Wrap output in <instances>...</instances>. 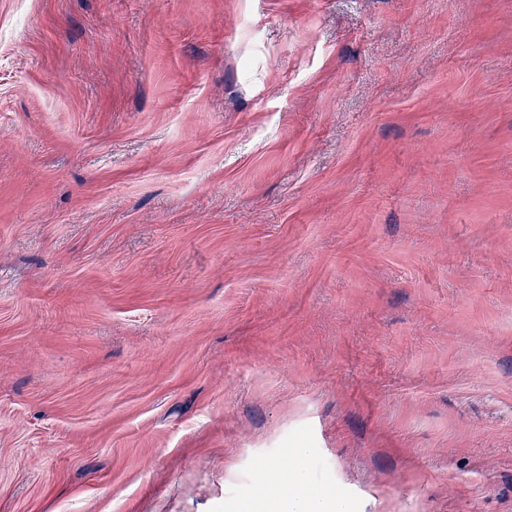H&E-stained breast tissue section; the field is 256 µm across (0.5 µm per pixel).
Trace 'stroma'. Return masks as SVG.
I'll return each instance as SVG.
<instances>
[{
    "label": "stroma",
    "mask_w": 512,
    "mask_h": 512,
    "mask_svg": "<svg viewBox=\"0 0 512 512\" xmlns=\"http://www.w3.org/2000/svg\"><path fill=\"white\" fill-rule=\"evenodd\" d=\"M512 512V0H0V512ZM289 512H346L345 499L335 497L332 505H327V498L319 494H305L292 488L288 493Z\"/></svg>",
    "instance_id": "obj_1"
}]
</instances>
